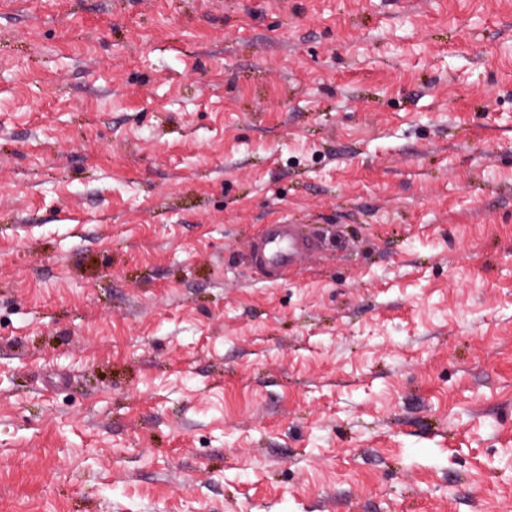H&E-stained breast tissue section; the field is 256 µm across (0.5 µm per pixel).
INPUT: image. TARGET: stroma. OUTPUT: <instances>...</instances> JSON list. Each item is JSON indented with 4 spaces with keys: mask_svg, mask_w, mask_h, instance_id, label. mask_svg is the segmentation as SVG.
Masks as SVG:
<instances>
[{
    "mask_svg": "<svg viewBox=\"0 0 512 512\" xmlns=\"http://www.w3.org/2000/svg\"><path fill=\"white\" fill-rule=\"evenodd\" d=\"M0 512H512V0H0ZM321 239L297 224H265L248 244L249 264L265 282H276L319 251Z\"/></svg>",
    "mask_w": 512,
    "mask_h": 512,
    "instance_id": "obj_1",
    "label": "stroma"
}]
</instances>
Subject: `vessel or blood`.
<instances>
[{
	"label": "vessel or blood",
	"mask_w": 512,
	"mask_h": 512,
	"mask_svg": "<svg viewBox=\"0 0 512 512\" xmlns=\"http://www.w3.org/2000/svg\"><path fill=\"white\" fill-rule=\"evenodd\" d=\"M320 247V238L304 233L298 225L267 224L248 245L249 264L261 280L275 282L301 266Z\"/></svg>",
	"instance_id": "vessel-or-blood-1"
}]
</instances>
